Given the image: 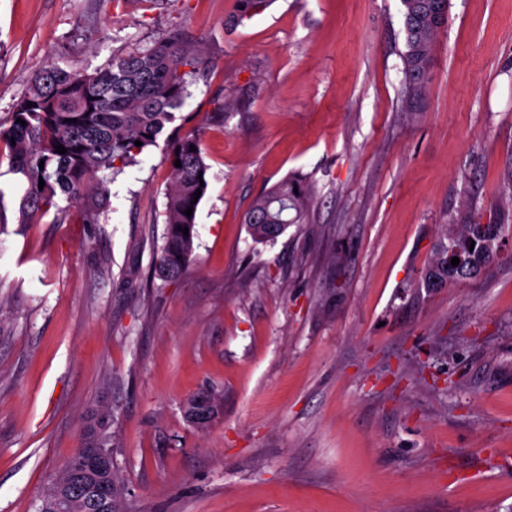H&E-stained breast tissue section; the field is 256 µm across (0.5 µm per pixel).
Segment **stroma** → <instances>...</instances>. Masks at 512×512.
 Returning <instances> with one entry per match:
<instances>
[{
	"instance_id": "obj_1",
	"label": "stroma",
	"mask_w": 512,
	"mask_h": 512,
	"mask_svg": "<svg viewBox=\"0 0 512 512\" xmlns=\"http://www.w3.org/2000/svg\"><path fill=\"white\" fill-rule=\"evenodd\" d=\"M0 0V123L33 71L94 72L178 31L210 57L179 114L208 191L192 261L154 274L165 142L111 178L98 223H20L0 157V512L111 413L123 512H512V0H450L407 111L400 0ZM304 179V223L253 241L252 201ZM506 226L441 288L447 224ZM208 393L205 428L185 404ZM273 2L274 0H236V13L231 16L229 23L235 25L240 20L261 14ZM471 236L475 237V245L473 251L475 256H478L479 265L469 267L465 266L459 269L448 270V264L451 265L453 257L459 258V264H463L470 260L466 255L451 251L448 249L454 246L462 247L467 245L471 240ZM482 238H477L474 233V224H450L444 225L443 234L439 242L435 245L431 256L429 258L427 267L423 272L422 280L427 288H441L448 283V281H462L471 279L479 275L498 257L497 252L486 254L482 243Z\"/></svg>"
}]
</instances>
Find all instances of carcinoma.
<instances>
[{"label":"carcinoma","mask_w":512,"mask_h":512,"mask_svg":"<svg viewBox=\"0 0 512 512\" xmlns=\"http://www.w3.org/2000/svg\"><path fill=\"white\" fill-rule=\"evenodd\" d=\"M274 0H236V24L264 12ZM423 0L406 5L403 13L405 52L401 59L407 102L421 100L427 90L430 68L419 63L420 50L433 49L443 27L421 7ZM211 59L173 33L146 49L116 53L107 67L92 74L68 65L54 64L34 70L27 91L19 98L9 125L0 124V145L8 150L11 171L28 189L20 206L21 224H29L50 208H79L86 224H96L106 208L108 189L98 173L136 162V157L157 143L158 138L178 119V109L190 95L186 76L206 70ZM34 106L27 107L28 103ZM22 119L25 124L17 123ZM142 145L137 146L135 142ZM172 178L165 190L164 245L154 269L160 279L172 281L182 275L192 261L196 238V216L184 211L191 207L194 192L206 194L199 176L206 175L198 133L174 134L167 139ZM62 145L67 152H56ZM196 150H190V146ZM44 186H39V182ZM311 187L300 180H282L255 198L246 213L245 224L256 243H269L290 225L307 217ZM188 234H183V229ZM472 224L444 225L423 272L427 288H441L450 281L479 275L497 258L485 253L483 239H475L473 251L479 264L448 269V249L469 243ZM109 418L93 417L87 436H106Z\"/></svg>","instance_id":"obj_1"}]
</instances>
